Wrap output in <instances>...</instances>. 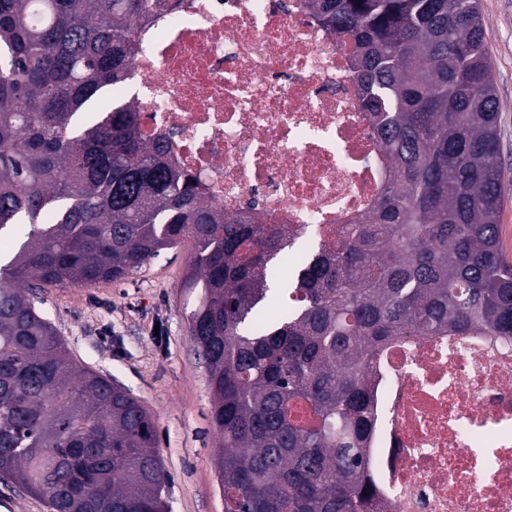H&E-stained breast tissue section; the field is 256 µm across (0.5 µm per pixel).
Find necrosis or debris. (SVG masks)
I'll return each mask as SVG.
<instances>
[{
	"label": "necrosis or debris",
	"instance_id": "1",
	"mask_svg": "<svg viewBox=\"0 0 512 512\" xmlns=\"http://www.w3.org/2000/svg\"><path fill=\"white\" fill-rule=\"evenodd\" d=\"M129 84L144 140L230 217L335 239L389 161L335 36L296 0H175L140 21ZM373 512H512V340L407 336L376 356Z\"/></svg>",
	"mask_w": 512,
	"mask_h": 512
}]
</instances>
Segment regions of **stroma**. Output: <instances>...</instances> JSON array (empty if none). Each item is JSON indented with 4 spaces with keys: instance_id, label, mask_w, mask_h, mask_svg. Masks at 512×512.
Here are the masks:
<instances>
[{
    "instance_id": "stroma-1",
    "label": "stroma",
    "mask_w": 512,
    "mask_h": 512,
    "mask_svg": "<svg viewBox=\"0 0 512 512\" xmlns=\"http://www.w3.org/2000/svg\"><path fill=\"white\" fill-rule=\"evenodd\" d=\"M479 9L500 104V242L512 259V0H479ZM191 253L187 240L124 280L48 288L41 310L77 362L111 376L151 413L172 476L165 493L169 512H224L208 372L181 294Z\"/></svg>"
}]
</instances>
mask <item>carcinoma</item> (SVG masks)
Segmentation results:
<instances>
[{
	"instance_id": "obj_1",
	"label": "carcinoma",
	"mask_w": 512,
	"mask_h": 512,
	"mask_svg": "<svg viewBox=\"0 0 512 512\" xmlns=\"http://www.w3.org/2000/svg\"><path fill=\"white\" fill-rule=\"evenodd\" d=\"M347 49L391 167L332 243L236 221L104 103L170 0H0V476L51 512H166L150 412L36 307L189 238L224 512H366L372 357L405 336L512 339L499 102L478 0H303Z\"/></svg>"
}]
</instances>
